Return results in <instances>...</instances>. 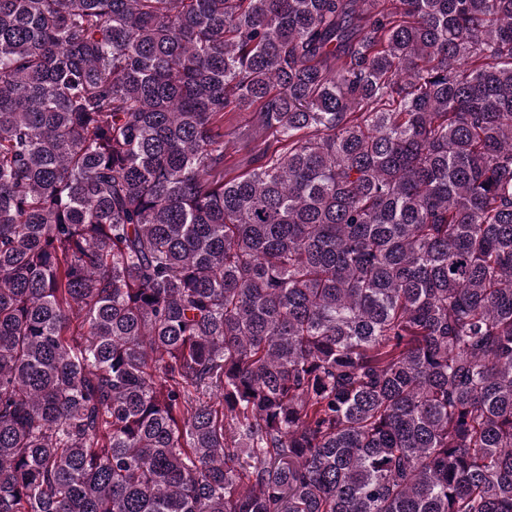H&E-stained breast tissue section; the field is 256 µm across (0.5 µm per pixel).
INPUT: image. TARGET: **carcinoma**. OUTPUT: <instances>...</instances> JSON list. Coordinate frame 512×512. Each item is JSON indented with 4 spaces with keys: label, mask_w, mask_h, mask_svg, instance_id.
I'll return each mask as SVG.
<instances>
[{
    "label": "carcinoma",
    "mask_w": 512,
    "mask_h": 512,
    "mask_svg": "<svg viewBox=\"0 0 512 512\" xmlns=\"http://www.w3.org/2000/svg\"><path fill=\"white\" fill-rule=\"evenodd\" d=\"M0 512H512V0H0Z\"/></svg>",
    "instance_id": "cac0c4a2"
}]
</instances>
